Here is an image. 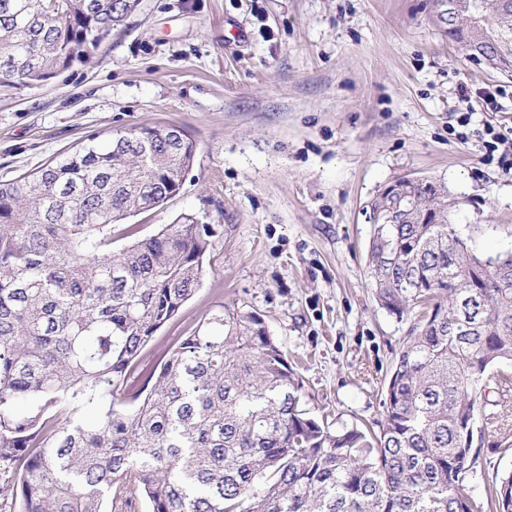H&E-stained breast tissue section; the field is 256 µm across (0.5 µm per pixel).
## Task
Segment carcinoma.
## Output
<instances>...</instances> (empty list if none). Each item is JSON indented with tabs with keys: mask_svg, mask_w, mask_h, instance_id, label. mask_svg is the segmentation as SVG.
I'll return each mask as SVG.
<instances>
[{
	"mask_svg": "<svg viewBox=\"0 0 512 512\" xmlns=\"http://www.w3.org/2000/svg\"><path fill=\"white\" fill-rule=\"evenodd\" d=\"M452 17L465 58L490 38L512 54V0ZM139 0H0V87L37 88L90 58L101 26ZM145 127L91 136L0 181V512H478L469 479L490 371L512 361V252L472 253L448 189L414 187L384 221L368 267L380 305L414 317L385 385L379 432L334 430L301 408L300 382L262 318L215 305L127 389L134 364L204 277L206 226L191 214L112 253L122 220L168 201L196 146ZM512 512V470L489 488Z\"/></svg>",
	"mask_w": 512,
	"mask_h": 512,
	"instance_id": "cac0c4a2",
	"label": "carcinoma"
}]
</instances>
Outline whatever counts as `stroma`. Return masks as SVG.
Masks as SVG:
<instances>
[{"instance_id":"1","label":"stroma","mask_w":512,"mask_h":512,"mask_svg":"<svg viewBox=\"0 0 512 512\" xmlns=\"http://www.w3.org/2000/svg\"><path fill=\"white\" fill-rule=\"evenodd\" d=\"M167 124L195 142L193 165L174 197L126 223L146 237L194 215L209 231L206 272L132 383L232 299L281 346L309 415L375 424L411 321L376 299L371 201L431 178L458 198L452 222L472 252L512 250V137H493L512 126V78L465 59L432 0H141L87 61L0 89V180L91 135ZM488 392L504 429L474 427L480 503L512 469V398Z\"/></svg>"}]
</instances>
